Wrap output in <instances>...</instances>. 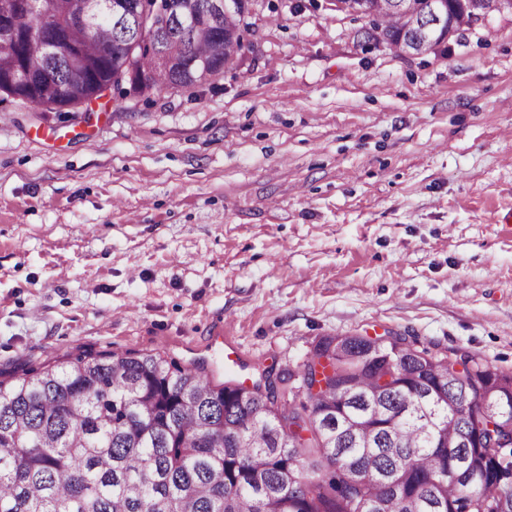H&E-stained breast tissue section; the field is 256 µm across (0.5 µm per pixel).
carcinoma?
<instances>
[{"instance_id":"cac0c4a2","label":"carcinoma","mask_w":512,"mask_h":512,"mask_svg":"<svg viewBox=\"0 0 512 512\" xmlns=\"http://www.w3.org/2000/svg\"><path fill=\"white\" fill-rule=\"evenodd\" d=\"M66 0H33L12 13L0 58L41 63L59 87L90 68L85 91L127 83L134 91L189 89L187 71L157 65L164 51L235 65L217 37L242 40L237 12L186 25L179 0L167 27L145 14L156 0H124L87 26L61 11ZM401 0H382L362 37L399 51L411 36ZM61 51L50 53L41 33ZM115 44L131 49V74L117 77ZM36 107L80 101L47 98L37 83L0 68V96ZM320 338L288 377L265 387L212 384L159 355L85 352L0 380V512H512V373L465 349L438 354L407 336L378 346L364 336ZM292 395L288 410L278 394Z\"/></svg>"}]
</instances>
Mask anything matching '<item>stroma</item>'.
Returning <instances> with one entry per match:
<instances>
[{"mask_svg": "<svg viewBox=\"0 0 512 512\" xmlns=\"http://www.w3.org/2000/svg\"><path fill=\"white\" fill-rule=\"evenodd\" d=\"M237 66L61 112L0 101V380L88 351L214 382L324 336L512 372V12L403 56L249 0Z\"/></svg>", "mask_w": 512, "mask_h": 512, "instance_id": "1", "label": "stroma"}]
</instances>
